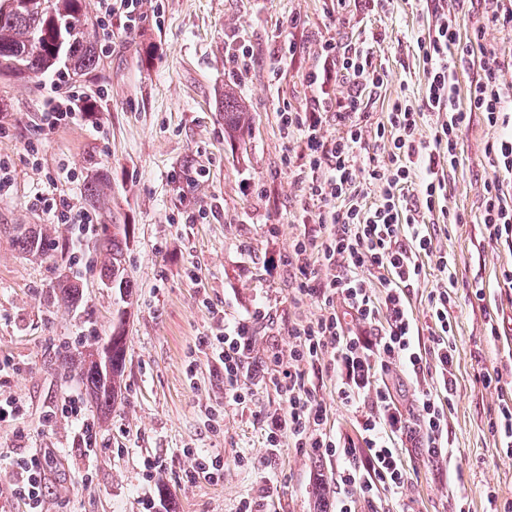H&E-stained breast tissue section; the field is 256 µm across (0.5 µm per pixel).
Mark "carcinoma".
Wrapping results in <instances>:
<instances>
[{
    "instance_id": "cac0c4a2",
    "label": "carcinoma",
    "mask_w": 512,
    "mask_h": 512,
    "mask_svg": "<svg viewBox=\"0 0 512 512\" xmlns=\"http://www.w3.org/2000/svg\"><path fill=\"white\" fill-rule=\"evenodd\" d=\"M84 0H0V76L17 79L54 72L63 80L75 81L93 74L98 67L99 46L95 25L87 16ZM224 136L238 141L251 134L253 119L245 103L232 90L224 92L221 106ZM108 179L95 174L85 186V199L95 210L109 204ZM126 226L103 227L98 248L101 268L112 284L128 290L124 277ZM16 243L25 253H47L58 248L50 236L28 230L17 235ZM80 289L68 280L57 284L50 300L72 306ZM125 368V342H115L112 356L105 360L90 352L80 358L77 375L102 410H110L121 392Z\"/></svg>"
}]
</instances>
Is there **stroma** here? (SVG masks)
Wrapping results in <instances>:
<instances>
[{"label":"stroma","instance_id":"obj_1","mask_svg":"<svg viewBox=\"0 0 512 512\" xmlns=\"http://www.w3.org/2000/svg\"><path fill=\"white\" fill-rule=\"evenodd\" d=\"M143 0L144 19L131 35H117L92 77L75 87L93 102L83 119L39 139L37 126L52 77L0 79V157L13 180L0 192V398L22 410L0 421V512H26L12 492L9 455L38 448L57 459L48 474L43 512H238L250 497L258 512H317L316 473L335 476L334 457L313 448L265 447L262 419L282 405L274 390L258 389L247 407L224 402V378L198 346L217 330L210 312L246 313L263 303L272 318L259 327L254 359L271 345L288 351L286 324L318 313L316 303L293 304L285 272L302 210H316L282 163L287 151L279 109L312 103L304 76L316 68L323 41H357L375 34L372 61L384 84L372 93L366 135L399 97L425 95L417 41L432 16L426 0H388L364 11L356 0ZM292 29L298 45L291 65L277 67V37ZM246 46L248 65L234 70L228 53ZM254 116L246 143L224 139L220 101L225 88ZM499 128L473 113L460 134V162L449 170L446 205L462 223L437 227V245L451 255L458 278L448 454L429 457L406 447L401 494L381 489L356 500V512H488L512 504V453L489 423L512 402V303L497 282L512 267V251L483 238V185L492 170L484 153ZM38 157H31L30 144ZM104 172L110 203L101 224H124L130 299L108 285L95 247L97 232L56 224L35 204L40 193L84 204L88 169ZM207 212L195 224L185 211ZM35 226L65 242L64 252H22L12 226ZM84 293L78 308L47 296L59 277ZM124 321L126 367L122 396L108 414L93 401L85 413L97 430L87 451L62 407L84 389L72 366L81 343L107 338ZM494 321L499 337L488 336ZM500 378L483 386L479 374ZM191 448L219 457L224 476L189 480ZM163 469L143 471L145 456Z\"/></svg>","mask_w":512,"mask_h":512}]
</instances>
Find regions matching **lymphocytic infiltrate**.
Masks as SVG:
<instances>
[{
	"label": "lymphocytic infiltrate",
	"instance_id": "obj_1",
	"mask_svg": "<svg viewBox=\"0 0 512 512\" xmlns=\"http://www.w3.org/2000/svg\"><path fill=\"white\" fill-rule=\"evenodd\" d=\"M460 45L456 13L434 9L428 39L420 44L426 95L419 104L395 101L369 146L363 142L368 112L362 89L382 83L372 63V44L366 39L322 44L318 68L305 76L312 107L280 111L284 136L295 145L283 163L319 205L304 210L288 253L292 299L314 301L320 313L289 323V353L268 351L261 369L252 359L256 326L269 316L264 305L225 321L218 335L201 340L224 372L227 404H246L254 383L283 397L284 409L264 420L269 453H277L286 440L336 458V482L343 491L336 512H353L354 498H370L378 486L394 491L405 486L407 472L398 458L404 441L418 442L434 457L448 453L450 403L427 388L426 380L435 375L444 389L453 385L449 312L458 280L424 216L443 207L447 171L459 162L460 133L475 112L503 130L485 150L493 175L484 184L479 222L489 241L512 248V100L506 95L512 89L507 79L512 65L483 50L480 73L469 86L470 108L462 110L456 78L461 58L454 53ZM342 81L349 85L347 95H333ZM87 109L86 98L76 91L50 98L40 134L54 133ZM331 111L343 126L335 135L325 132ZM428 111L444 115L429 142L420 137ZM370 185L379 190L373 203L366 191ZM411 187L416 195L409 202L405 192ZM433 269L442 284L430 296L431 347L425 353L416 345L419 327L407 290ZM393 371L414 385L412 408L401 407L386 383ZM326 374L334 375L337 399L356 416L355 436L326 429L316 386ZM54 462L53 456L33 450L13 457V492L28 512H38Z\"/></svg>",
	"mask_w": 512,
	"mask_h": 512
}]
</instances>
